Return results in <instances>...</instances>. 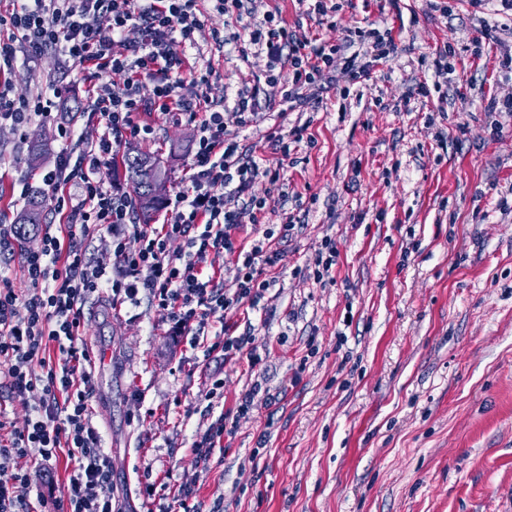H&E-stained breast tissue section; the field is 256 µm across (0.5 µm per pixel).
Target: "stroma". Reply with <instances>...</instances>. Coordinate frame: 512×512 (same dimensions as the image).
Returning <instances> with one entry per match:
<instances>
[{"instance_id": "35a3bbf8", "label": "stroma", "mask_w": 512, "mask_h": 512, "mask_svg": "<svg viewBox=\"0 0 512 512\" xmlns=\"http://www.w3.org/2000/svg\"><path fill=\"white\" fill-rule=\"evenodd\" d=\"M336 2L327 23L299 0H245L239 21L198 2L225 46L198 37L186 55L215 74L206 90L183 92L228 110L243 78L266 72L242 25L269 13L332 43L372 23L391 30L398 53L371 80L350 83L348 97L329 93L304 112L280 116L281 87L267 86V104L244 132L251 146L274 123L309 125L308 141L289 155L259 147L281 189L257 179L252 192L265 210L238 232L251 239L282 212L298 218L259 306L227 317L237 333L252 332L258 364L206 356L219 323L208 322L193 349L172 342L165 313L149 303L87 304L84 336L112 353L90 404L124 510L161 512L188 484L202 512H512V113L483 109L512 92L499 68L512 54V14L492 0H444L447 16L430 0ZM443 46L455 67L447 96L411 97L416 82L431 80ZM61 82L76 106L63 119L83 141L96 139L87 86L56 52L0 74L16 100ZM151 120L155 140L123 149L158 155L172 198L187 188L198 126L158 113ZM40 136L58 153L55 120L34 122L23 140L0 127V225L42 185L27 163ZM328 239L336 264L320 284L308 270ZM215 373L224 397L209 403ZM257 381L264 391L254 411L236 417L219 461L202 471L191 451L197 433L234 415Z\"/></svg>"}]
</instances>
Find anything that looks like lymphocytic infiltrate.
Segmentation results:
<instances>
[{
	"instance_id": "obj_1",
	"label": "lymphocytic infiltrate",
	"mask_w": 512,
	"mask_h": 512,
	"mask_svg": "<svg viewBox=\"0 0 512 512\" xmlns=\"http://www.w3.org/2000/svg\"><path fill=\"white\" fill-rule=\"evenodd\" d=\"M197 11L198 0H149L143 6L138 0H18L11 12L0 14V28L11 32L0 43V70L18 57L32 60L56 51L90 82L101 126L96 141L81 150L74 128L58 124L62 148L42 180L51 211L63 221L45 225L40 248L26 253V289L16 288L9 267L0 265V389L14 396L41 393L20 424L0 406V457L30 458L34 472L49 480L65 465V512H117L112 463L89 406L97 358L83 337L86 304L149 302L165 311L171 336L189 335L193 327L216 320L221 329L207 354L257 363L251 334L232 335L225 320L241 306H258L272 285L265 271L278 263V246L295 227V216L286 213L279 229H265L247 245L236 240L243 217L265 208L264 199L250 192L255 180L265 178L275 189L281 175L260 167L253 149L242 147L223 110L208 99L184 97V85L203 87L213 76L210 66L186 56L197 33L205 31ZM131 28L139 30L138 41H124ZM249 41L271 64L287 66L288 76L243 80L233 106L239 128L253 122L265 83L283 82V104L304 109L341 79H370L397 51L391 32L375 28L355 30L339 44L314 45L272 14L250 30ZM103 70L123 75V82H98ZM66 92V85H56L16 102L0 90V126L26 134L35 121L51 118ZM154 112L199 128L187 164L190 189L169 201L167 217L157 226L138 222L136 200L121 181L107 183L99 176L127 138H152L155 129L145 117ZM101 233L112 239L108 264L89 254ZM132 237L138 249L128 248ZM176 240L185 250H171ZM222 261L237 268L234 287H225L215 270Z\"/></svg>"
}]
</instances>
